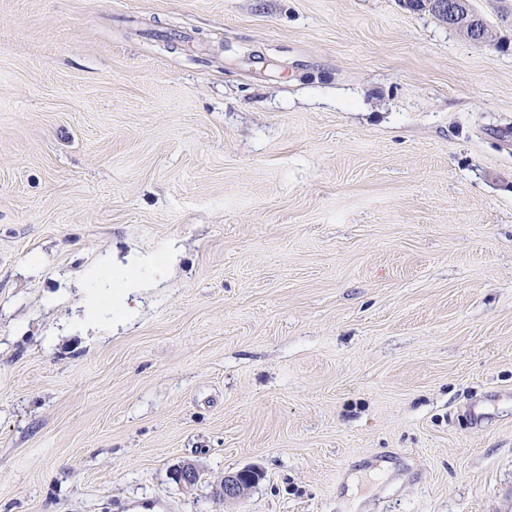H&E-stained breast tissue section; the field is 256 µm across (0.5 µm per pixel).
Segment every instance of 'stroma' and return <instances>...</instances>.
<instances>
[{
  "label": "stroma",
  "mask_w": 512,
  "mask_h": 512,
  "mask_svg": "<svg viewBox=\"0 0 512 512\" xmlns=\"http://www.w3.org/2000/svg\"><path fill=\"white\" fill-rule=\"evenodd\" d=\"M470 4L0 0V512H512V0ZM422 1H427V0H409L408 4L404 3V2H403V4L407 8H410V9L415 8L416 10H422V9L428 8V10L431 11L429 8V6H430L438 15H440L443 22L448 24L449 27L457 28V25L461 24V20H460L461 15H460L459 9L461 7V3L466 0H428L429 1L428 7H426V5H428L427 2L422 3ZM413 2H416V3H413ZM437 19H439V18L437 17ZM260 475V471L255 467L224 473V477L216 488L217 500L224 505L242 502L259 480Z\"/></svg>",
  "instance_id": "1"
}]
</instances>
